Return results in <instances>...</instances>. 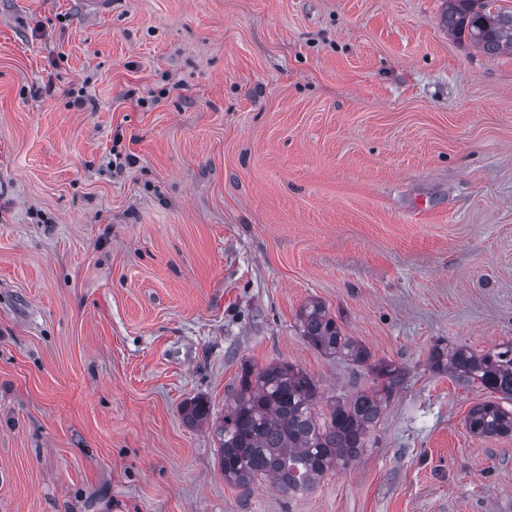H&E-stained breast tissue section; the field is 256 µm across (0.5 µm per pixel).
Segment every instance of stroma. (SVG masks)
Masks as SVG:
<instances>
[{"instance_id": "35a3bbf8", "label": "stroma", "mask_w": 512, "mask_h": 512, "mask_svg": "<svg viewBox=\"0 0 512 512\" xmlns=\"http://www.w3.org/2000/svg\"><path fill=\"white\" fill-rule=\"evenodd\" d=\"M445 8L0 0V512H512V436L428 364L512 339V53ZM312 300L405 385L313 490L229 485L188 402L372 383Z\"/></svg>"}]
</instances>
